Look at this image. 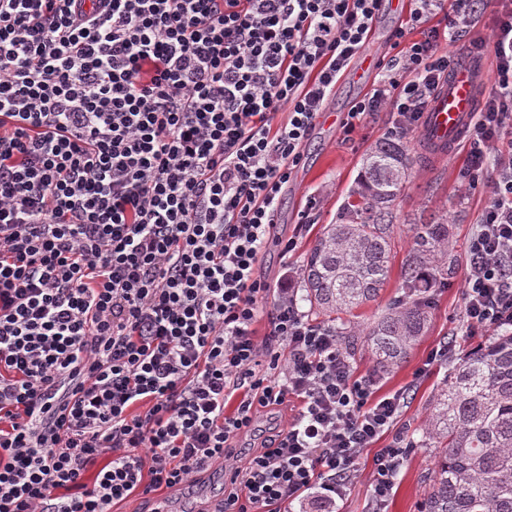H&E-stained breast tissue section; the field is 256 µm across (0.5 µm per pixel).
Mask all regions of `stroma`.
Instances as JSON below:
<instances>
[{
	"instance_id": "1",
	"label": "stroma",
	"mask_w": 512,
	"mask_h": 512,
	"mask_svg": "<svg viewBox=\"0 0 512 512\" xmlns=\"http://www.w3.org/2000/svg\"><path fill=\"white\" fill-rule=\"evenodd\" d=\"M374 72L364 75L347 74L336 87L326 111L305 147V159L294 173L281 197L274 241L269 242L262 258L261 269L269 279H276L282 262L301 267L321 227L338 221L365 151L375 142L386 138L393 116L379 112L353 133L351 140H343L336 124L337 114L346 112L351 102L365 94L374 80ZM408 145L417 157L410 181L397 205L400 221L394 226L391 271L389 279L376 302L362 311L363 320L370 321L386 309L388 302L401 293V266L410 246L408 224L423 221L439 209H447L450 227L451 256L456 270L433 293L430 322L425 335L412 350L407 360L387 374L378 376L377 393L384 396L402 391L406 394L396 424L377 442L366 449L357 465L355 479L342 500L337 501L336 512H368L370 490L375 472L374 459L378 449L395 440L408 445L395 479L386 512H418L426 480L433 468L429 449L412 447L416 430L429 406L435 386L447 377L450 363L439 362L426 366L428 355L447 343H455L459 353L476 346L480 338L471 335L463 319V293L468 244L475 233L481 215L490 199L487 188L481 187L462 194L459 190L461 174L466 167L470 149L468 140H461L447 155L428 157L424 154L422 133H415ZM319 198L318 210L310 211L311 225L296 231L303 211H308L310 198ZM295 238L297 246L288 258H281L277 238ZM224 494V473L213 467L192 485L178 490H159L157 497L145 498L135 494L125 499L122 512H154L156 498H163L168 512H206L207 508Z\"/></svg>"
}]
</instances>
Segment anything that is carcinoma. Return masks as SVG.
<instances>
[{"label":"carcinoma","mask_w":512,"mask_h":512,"mask_svg":"<svg viewBox=\"0 0 512 512\" xmlns=\"http://www.w3.org/2000/svg\"><path fill=\"white\" fill-rule=\"evenodd\" d=\"M415 157L387 137L363 156L340 219L326 225L300 269V299L361 343L375 370L404 362L424 336L429 297L450 270L448 211L412 224L401 268L403 294L373 321L343 319L376 301L390 273L397 201ZM434 468L420 512H512V334L490 337L436 388L419 427Z\"/></svg>","instance_id":"cac0c4a2"}]
</instances>
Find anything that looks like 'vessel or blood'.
<instances>
[{"instance_id": "vessel-or-blood-1", "label": "vessel or blood", "mask_w": 512, "mask_h": 512, "mask_svg": "<svg viewBox=\"0 0 512 512\" xmlns=\"http://www.w3.org/2000/svg\"><path fill=\"white\" fill-rule=\"evenodd\" d=\"M484 73L482 55L473 47L464 48L460 62L451 65L434 94L426 116L427 130L452 142L461 138L481 98Z\"/></svg>"}]
</instances>
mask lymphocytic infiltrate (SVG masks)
<instances>
[{
    "label": "lymphocytic infiltrate",
    "mask_w": 512,
    "mask_h": 512,
    "mask_svg": "<svg viewBox=\"0 0 512 512\" xmlns=\"http://www.w3.org/2000/svg\"><path fill=\"white\" fill-rule=\"evenodd\" d=\"M383 5L0 0V512H110L217 464L224 512L345 496L405 395L355 378L294 281L272 287L260 268L283 189ZM464 33L496 67L460 185L490 188L464 320L496 336L512 333V0H410L394 55L339 128L385 111L391 136H412ZM292 399L240 459L257 414ZM404 454L380 449L370 512Z\"/></svg>",
    "instance_id": "f902f5d3"
}]
</instances>
